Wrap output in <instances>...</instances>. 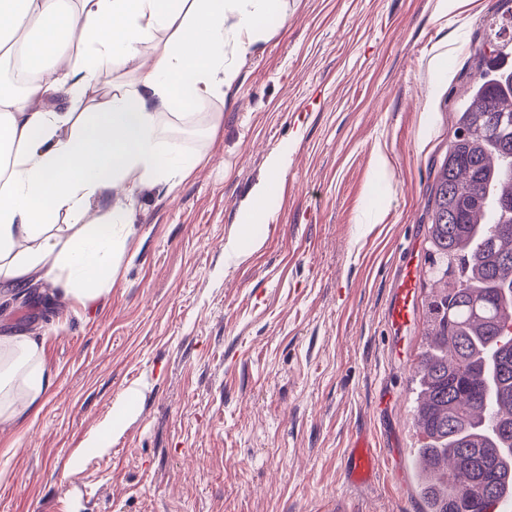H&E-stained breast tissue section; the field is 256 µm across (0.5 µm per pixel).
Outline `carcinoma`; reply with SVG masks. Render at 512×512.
<instances>
[{
    "instance_id": "cac0c4a2",
    "label": "carcinoma",
    "mask_w": 512,
    "mask_h": 512,
    "mask_svg": "<svg viewBox=\"0 0 512 512\" xmlns=\"http://www.w3.org/2000/svg\"><path fill=\"white\" fill-rule=\"evenodd\" d=\"M487 44L426 199L436 291L412 379L423 512H485L512 492V9Z\"/></svg>"
}]
</instances>
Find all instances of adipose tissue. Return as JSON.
<instances>
[{"instance_id":"ef3b65f1","label":"adipose tissue","mask_w":512,"mask_h":512,"mask_svg":"<svg viewBox=\"0 0 512 512\" xmlns=\"http://www.w3.org/2000/svg\"><path fill=\"white\" fill-rule=\"evenodd\" d=\"M288 17V0H0V60L22 44L35 75L0 81V282L66 273L68 293L95 300L112 285L114 255L132 222V190L150 191L199 163L166 141L163 117L186 119L235 99L258 42ZM76 45L75 57L61 53ZM118 77L98 85L105 72ZM276 155L240 207L231 251L255 243V224L283 176ZM67 217L71 232L52 229ZM37 340L8 337L21 390L0 421L25 420L49 387Z\"/></svg>"}]
</instances>
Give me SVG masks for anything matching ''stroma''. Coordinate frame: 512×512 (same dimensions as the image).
<instances>
[{
    "mask_svg": "<svg viewBox=\"0 0 512 512\" xmlns=\"http://www.w3.org/2000/svg\"><path fill=\"white\" fill-rule=\"evenodd\" d=\"M505 0H288V18L167 140L201 157L174 192L135 194L108 293L0 288V336H38L51 384L0 423V512H420L411 368L386 323L426 190ZM444 60L451 76L434 67ZM288 162L261 240L226 245L239 207ZM129 402L106 453L90 435ZM400 448L397 477L352 485L355 436Z\"/></svg>",
    "mask_w": 512,
    "mask_h": 512,
    "instance_id": "35a3bbf8",
    "label": "stroma"
}]
</instances>
